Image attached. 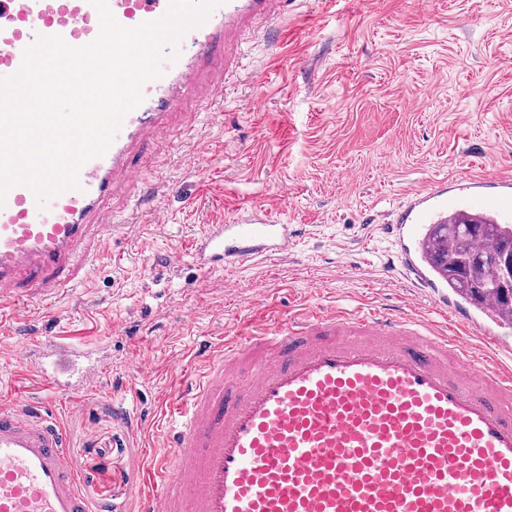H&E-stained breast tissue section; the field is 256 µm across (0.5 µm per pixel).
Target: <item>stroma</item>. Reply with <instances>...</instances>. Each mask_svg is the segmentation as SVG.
Masks as SVG:
<instances>
[{"mask_svg":"<svg viewBox=\"0 0 512 512\" xmlns=\"http://www.w3.org/2000/svg\"><path fill=\"white\" fill-rule=\"evenodd\" d=\"M145 154L166 190L164 212L123 227L106 263L54 311L29 307L27 334L66 336L100 362L94 386L51 407L67 456L96 512H136L145 443L107 396L144 414L186 378L196 343L219 341L267 307H412L383 233L412 187L447 181L452 196L490 173L512 181V0H293L278 40L246 35L224 103ZM262 205L306 229L288 257L258 258L200 277L194 238L234 210ZM171 253L158 269L154 255ZM0 322V405L16 386L48 391Z\"/></svg>","mask_w":512,"mask_h":512,"instance_id":"1","label":"stroma"}]
</instances>
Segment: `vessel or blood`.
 <instances>
[{
	"label": "vessel or blood",
	"mask_w": 512,
	"mask_h": 512,
	"mask_svg": "<svg viewBox=\"0 0 512 512\" xmlns=\"http://www.w3.org/2000/svg\"><path fill=\"white\" fill-rule=\"evenodd\" d=\"M283 0H221L164 57L163 75L142 87L104 155L80 169L79 186L39 205L26 186L0 203V318L19 328L45 387L88 389L99 368L85 351L55 340L31 351L20 316L89 281L116 225L95 218L116 184L138 189L126 217L163 207L136 151L185 96L217 108L239 38L280 19ZM135 27L161 18L169 0H107ZM90 0H0V77L16 73L27 46L62 36L93 41ZM446 187L412 190L388 224L397 259L416 291L462 333L435 331L403 311H339L307 303L287 318L266 310L223 343L200 344L194 372L163 399L155 425L164 453L143 465L136 512H512V365L499 360L492 327L512 308L486 301L480 314L434 281L432 242L418 220L436 221ZM300 228L254 207L207 225L193 244L201 274L261 256H286ZM67 433L47 402L0 407V512H94L65 453Z\"/></svg>",
	"instance_id": "vessel-or-blood-1"
}]
</instances>
